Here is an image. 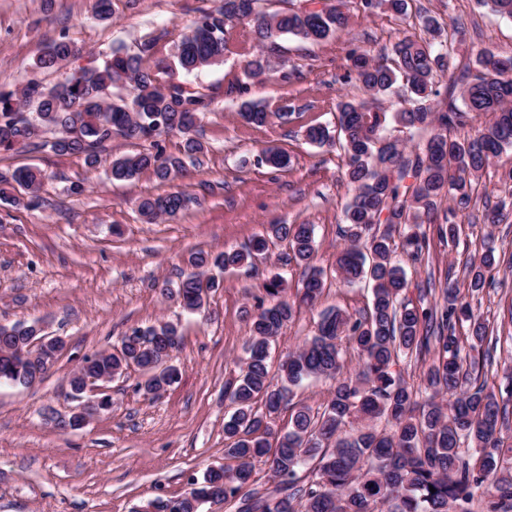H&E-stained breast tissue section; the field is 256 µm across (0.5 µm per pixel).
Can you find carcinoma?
<instances>
[{"label": "carcinoma", "instance_id": "1", "mask_svg": "<svg viewBox=\"0 0 512 512\" xmlns=\"http://www.w3.org/2000/svg\"><path fill=\"white\" fill-rule=\"evenodd\" d=\"M265 0H222L186 27L170 47V62L156 72L151 60L160 52L158 37L134 47L119 46L104 54L101 64L52 86L28 81L18 91H0V153L29 145L47 147L58 155H77L90 169L98 168L102 152L116 136L149 142V147L109 161L113 180H132L149 171L168 182L184 171L182 156L198 158L203 144L195 137L198 124L211 111V92L190 91L174 73L191 74L224 63L235 37L250 40L261 52L246 61L242 76L224 88L226 97H242L248 81L271 69L278 59L280 77L290 76L276 54V42L291 35L304 42H324L348 27L347 13L335 0L306 13L284 8L267 12ZM481 8L512 19V0H476ZM368 14L387 9L407 15L408 0H360ZM423 39L408 35L391 51L372 57L351 52L352 72L364 97H345L337 104L334 125L307 129L306 140L339 147L346 159L345 175L354 194L344 211L343 236L348 245L336 254V273L346 282L371 283V304L354 317L336 308L320 314L317 333L270 374L271 343L293 318L296 302L285 297L284 282L274 276L264 283L266 299L247 313L250 336L240 374L225 395L235 405L224 420L230 440L227 456L234 467L208 469L186 496L150 503L157 512H198L201 504H237V512H512V445L498 438L509 422L506 405L486 382L480 364L490 359L483 348L488 326L475 316L455 285L442 293L441 307H426L430 289H419L418 302L406 298L409 282L396 257L414 263L424 259L421 226L433 222L437 202L448 197V211L467 213L474 185L491 158L512 147V55L481 52L473 66L457 70L448 34L432 16L421 21ZM77 44L62 33L49 41L32 68H61L80 55ZM448 78L460 98L448 93L446 107L435 109L430 97ZM401 84L400 107L390 113L382 101ZM462 105H457V102ZM30 117H23L24 112ZM492 121L476 138L459 140L452 133L474 117ZM241 117L262 125L273 116H288V106L244 100ZM411 134L429 128L432 135L406 149L387 134L388 125ZM177 133L181 155H171L157 137ZM46 175L23 166L0 175V200L13 206L39 204ZM509 196L485 209L488 224L512 214V171L503 175ZM181 193L143 197L138 212L152 223L184 209ZM384 230H379V227ZM272 239L287 243L282 261L304 268L299 303L314 306L324 289L321 273L312 266L314 225L270 224L246 251L216 255L198 251L189 263L200 269L213 265L234 268L266 258ZM488 247L479 263H470L471 292L485 284V271L495 264ZM221 286L214 277L196 272L180 281L167 296L189 313L201 311ZM36 329L0 324V384L27 386L37 372H46L42 356L26 352ZM467 341L474 355L461 356ZM181 345L176 324L161 320L121 339L120 348L86 360L90 375L121 376L131 367L143 369L138 391L155 396L179 375L170 351ZM362 360L353 376L343 375L345 349ZM438 356L423 372L422 385L408 383L393 367L431 350ZM334 381L330 397L318 408L293 401L292 387L305 379ZM262 402L263 411L255 408ZM289 411L288 430L274 429L282 410ZM393 431L377 429L380 420ZM267 467L272 485L254 479L255 467ZM435 492H430V489Z\"/></svg>", "mask_w": 512, "mask_h": 512}]
</instances>
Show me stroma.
I'll return each instance as SVG.
<instances>
[{"instance_id": "obj_1", "label": "stroma", "mask_w": 512, "mask_h": 512, "mask_svg": "<svg viewBox=\"0 0 512 512\" xmlns=\"http://www.w3.org/2000/svg\"><path fill=\"white\" fill-rule=\"evenodd\" d=\"M95 0H0V90L21 88L31 77L47 84L63 71H32L34 57L60 31H68L82 50L79 65L92 66L111 48L133 45L166 33L175 39L201 11L219 0H117L111 19L94 15ZM348 27L336 38L308 44L279 41L297 71L289 82H251L256 102L287 103L291 114L271 117L262 126L246 123L239 99L224 97L228 81L242 72L243 56L227 54L222 65L178 74L189 87L216 88L212 110L197 128L205 153L186 161L183 176L162 183L151 174L115 182L105 169L87 170L81 158L28 147L0 155V173L34 165L46 179L40 207L26 209L0 201V324L42 322L65 336L67 347L47 376L32 386H0V512H143L148 503L186 495L193 481L211 467L230 465L225 454L224 419L233 410L224 389L239 374L238 359L249 336L247 310L263 296L273 274L289 291L301 285L302 269L284 265V245L256 266L215 270L221 286L204 312L191 314L161 286L176 287L190 273L188 258L203 250L218 253L246 249L267 224L314 225L313 264L321 270L324 290L315 307H301L271 349L270 371L312 337L319 315L339 308L358 314L370 301L367 283L348 284L335 272L343 241L339 229L353 191L344 176L345 158L329 147L308 144L311 125L334 122L340 95H358L346 82L348 52L357 47L371 56L387 51L403 36L420 34L428 14L445 28L454 58L464 67L490 49L512 54V19L475 0H409L408 15H366L358 0H347ZM288 154V167L261 163L264 150ZM512 170V148L492 158L479 179L470 215H457L463 233L457 244L437 235L445 223L447 200H439L436 222L426 225L429 254L415 264L404 261L408 298L432 284L441 300L447 278L464 280L467 261L479 260L494 240L496 263L486 284L470 303L497 336L486 374L498 387V399L512 408L504 391L512 375V223H483L485 198L508 190L500 182ZM85 186L82 195L67 191ZM184 192L189 203L173 217L145 223L139 198ZM178 323L182 344L173 363L180 381L156 398L136 389L137 372L111 383L112 409L87 426L62 430L48 413H67L62 389L85 356L117 347L133 327L158 319Z\"/></svg>"}]
</instances>
